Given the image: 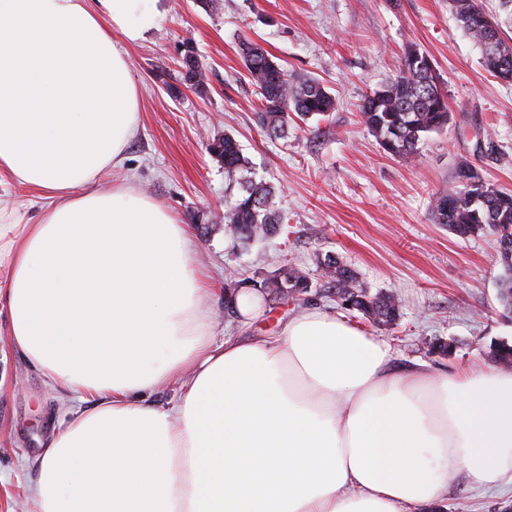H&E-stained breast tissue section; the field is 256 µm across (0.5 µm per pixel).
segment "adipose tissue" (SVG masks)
Wrapping results in <instances>:
<instances>
[{
    "label": "adipose tissue",
    "mask_w": 512,
    "mask_h": 512,
    "mask_svg": "<svg viewBox=\"0 0 512 512\" xmlns=\"http://www.w3.org/2000/svg\"><path fill=\"white\" fill-rule=\"evenodd\" d=\"M151 0H0V174L46 199L0 215L11 344L82 401L32 512H421L512 484V372L394 367L343 315L216 340L186 225L119 185L139 126L125 48ZM175 381L171 404L148 392Z\"/></svg>",
    "instance_id": "1"
}]
</instances>
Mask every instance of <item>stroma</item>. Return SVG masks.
<instances>
[{"label":"stroma","mask_w":512,"mask_h":512,"mask_svg":"<svg viewBox=\"0 0 512 512\" xmlns=\"http://www.w3.org/2000/svg\"><path fill=\"white\" fill-rule=\"evenodd\" d=\"M159 22L128 47L139 85V128L121 168L100 179L144 191L186 224L192 261L208 285L260 277L284 265L305 271L312 286L297 299L270 300L254 321L213 305L215 337L278 335L288 319L341 307L318 260L342 257L370 293L404 301L396 325L373 328L397 367L416 362L445 370L491 366L490 351L512 345V315L502 312L493 237L461 238L434 223L432 202L447 190L457 163L512 191V82L491 76L479 48L462 32L450 0H158ZM261 44L295 78L319 79L335 97L326 119L267 137L255 122V87L243 65V39ZM192 44L206 75L187 84L178 61ZM432 59L450 115L425 135L416 157L384 154L363 123V98L397 71L407 48ZM232 134L256 179L279 190L282 232L238 250L224 231V169L209 153L213 138ZM449 345L448 353L434 344ZM79 406L48 386L7 337L0 313V512H27L24 490L34 459ZM512 485L454 481L424 512H507Z\"/></svg>","instance_id":"stroma-1"}]
</instances>
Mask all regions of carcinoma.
Segmentation results:
<instances>
[{
	"instance_id": "cac0c4a2",
	"label": "carcinoma",
	"mask_w": 512,
	"mask_h": 512,
	"mask_svg": "<svg viewBox=\"0 0 512 512\" xmlns=\"http://www.w3.org/2000/svg\"><path fill=\"white\" fill-rule=\"evenodd\" d=\"M462 30L479 46L486 69L507 81L512 77V46L497 40V54L489 56L485 34L475 18V0H451ZM243 63L258 94L255 121L271 138L288 134L298 118L325 117L335 109V99L317 80H293L270 52L245 40L240 44ZM183 79L197 89L204 87V74L189 47L181 61ZM364 124L388 154L411 158L422 137L448 125V103L441 91L433 65L427 56L410 47L404 53L396 74L373 91L360 105ZM211 153L224 166L227 181L224 199V229L239 247L247 249L278 233L284 219L277 205V189L251 177V160L229 134L212 140ZM435 221L460 237L490 234L495 237L502 265L500 300L512 314V192L485 181L467 163L455 169L453 185L438 195L432 206ZM323 278L336 290V302L357 312L377 326H389L401 316L402 301L390 293L371 294L358 281L356 271L340 258L327 254L319 260ZM311 287L308 276L299 268L284 265L274 274L259 280H239L224 290V307L234 310L233 297L241 288L258 291L264 299L281 297L283 288Z\"/></svg>"
}]
</instances>
